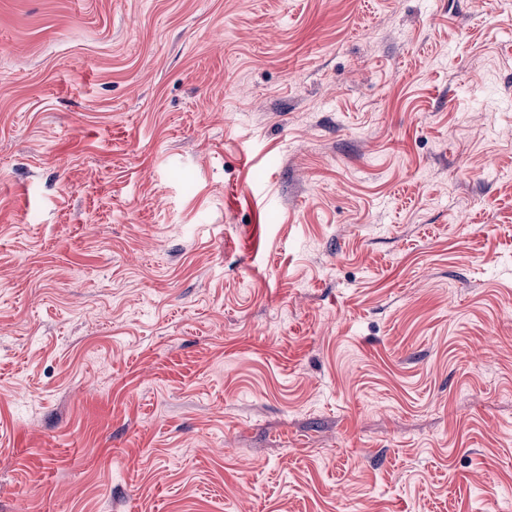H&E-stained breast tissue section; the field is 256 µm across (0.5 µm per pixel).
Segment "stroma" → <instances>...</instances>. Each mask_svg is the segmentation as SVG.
<instances>
[{
	"label": "stroma",
	"mask_w": 512,
	"mask_h": 512,
	"mask_svg": "<svg viewBox=\"0 0 512 512\" xmlns=\"http://www.w3.org/2000/svg\"><path fill=\"white\" fill-rule=\"evenodd\" d=\"M0 512H512V0H0Z\"/></svg>",
	"instance_id": "obj_1"
}]
</instances>
